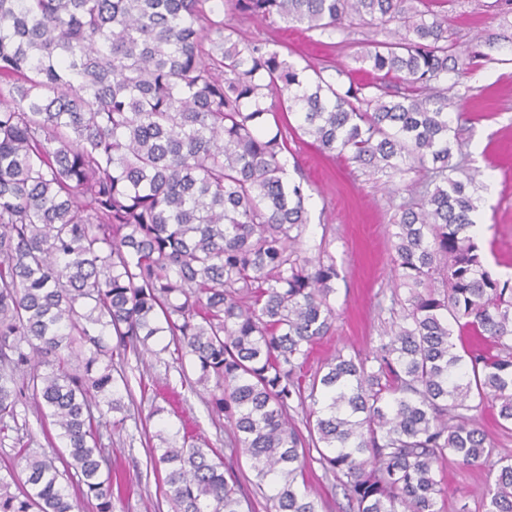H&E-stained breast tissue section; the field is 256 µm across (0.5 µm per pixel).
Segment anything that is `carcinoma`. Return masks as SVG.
I'll return each instance as SVG.
<instances>
[{
  "label": "carcinoma",
  "mask_w": 512,
  "mask_h": 512,
  "mask_svg": "<svg viewBox=\"0 0 512 512\" xmlns=\"http://www.w3.org/2000/svg\"><path fill=\"white\" fill-rule=\"evenodd\" d=\"M447 0H0V440L34 400L63 451L14 438L25 474L0 477V512H124L102 430L131 394L118 359L174 346L190 389L232 427L251 494L215 448L158 430L151 462L173 512H323L302 462L349 512H441L448 454L488 462L470 412L512 426V282L469 230L480 198L448 171L456 103L431 83L487 57L448 39ZM329 36L398 23L356 60L375 75L300 66L216 13ZM320 152L388 177L431 165L391 234L399 320L368 355L310 373L336 319V263L300 244L304 187L285 115ZM170 337L158 350L150 341ZM305 409V430L292 422ZM76 480L81 499L63 478ZM485 512H512V459L487 474ZM305 472L308 484L325 502L324 512H345L347 500L344 498L343 490L336 486L331 477H325L321 466L316 461H310Z\"/></svg>",
  "instance_id": "cac0c4a2"
}]
</instances>
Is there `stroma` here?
Masks as SVG:
<instances>
[{
  "label": "stroma",
  "instance_id": "obj_1",
  "mask_svg": "<svg viewBox=\"0 0 512 512\" xmlns=\"http://www.w3.org/2000/svg\"><path fill=\"white\" fill-rule=\"evenodd\" d=\"M248 40L276 41L317 66L355 68L354 56L384 40L378 28L365 26L325 38L282 21L230 17ZM448 33L459 45L486 44L487 57L475 72L461 77L449 94L455 97L459 147L452 161L474 175L479 186V239L486 260L501 278H512V0H449ZM288 146L309 183L311 221L303 236L307 255L325 247L336 261L338 279L333 302L338 316L311 360L321 363L337 351L372 352L388 330L396 290L391 248L392 225L399 204L419 188L421 172L387 178L344 159L320 153L308 137H289ZM130 397L123 425L105 432L102 444L113 470L127 486L125 512H171L160 476L153 468L147 433L161 426L187 428L199 443L229 458L231 433L224 419L209 415L195 392L181 384L195 379L191 364L173 361L170 353L123 360ZM487 465L465 467L456 456L439 465L438 479L447 489L444 512H484Z\"/></svg>",
  "mask_w": 512,
  "mask_h": 512
}]
</instances>
